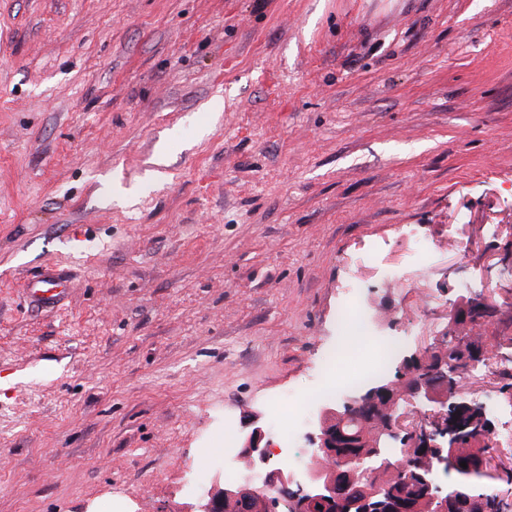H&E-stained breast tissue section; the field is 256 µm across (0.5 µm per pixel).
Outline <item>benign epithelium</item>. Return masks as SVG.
I'll use <instances>...</instances> for the list:
<instances>
[{"instance_id": "benign-epithelium-1", "label": "benign epithelium", "mask_w": 512, "mask_h": 512, "mask_svg": "<svg viewBox=\"0 0 512 512\" xmlns=\"http://www.w3.org/2000/svg\"><path fill=\"white\" fill-rule=\"evenodd\" d=\"M468 312L455 314L448 325V334L453 336L454 345L465 354L468 362L484 356L485 347L473 343L478 331L469 325ZM432 361V354H411L399 364L398 380L374 381L373 385L347 396L340 405L324 404L313 413L310 428L313 436L314 453L322 458L319 467L312 466L299 476L286 467L267 471L263 483L254 484L246 478L226 484L206 502L199 504L194 512H224V503L254 499L268 502L275 495L277 502L288 505L289 512H311L316 503L336 501L340 488L369 479L371 486L364 494L342 499V512H405L402 502L393 498L383 474L402 473L408 483L424 492L426 498L437 506L436 512H447L448 501L462 512H486L485 499L471 495L469 490L458 485L449 494L437 484L438 471L448 465L444 449L460 446L462 434L470 428L476 431L468 436L472 447L492 446L491 424L486 416L481 422L464 425L457 418V412L474 411L478 406L461 396L454 383L444 380L441 387L425 377L417 376L414 366L426 365ZM411 398L417 405L416 413L425 417V426L411 435L402 436L403 429L394 419L398 398ZM361 407L368 422L375 425L372 435H362L361 442L371 449L367 456L356 455L350 449L358 447L351 435L344 431L347 410ZM264 429L251 424L243 437L240 462L248 471H254L269 461ZM404 442V457L394 460L385 448L393 442ZM346 452L336 455V449Z\"/></svg>"}]
</instances>
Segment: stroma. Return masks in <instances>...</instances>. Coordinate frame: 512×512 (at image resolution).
I'll return each instance as SVG.
<instances>
[{"mask_svg": "<svg viewBox=\"0 0 512 512\" xmlns=\"http://www.w3.org/2000/svg\"><path fill=\"white\" fill-rule=\"evenodd\" d=\"M354 281L512 337V0H0V512H186ZM67 274L64 269L47 266L28 288L33 301L53 308L67 291Z\"/></svg>", "mask_w": 512, "mask_h": 512, "instance_id": "35a3bbf8", "label": "stroma"}]
</instances>
